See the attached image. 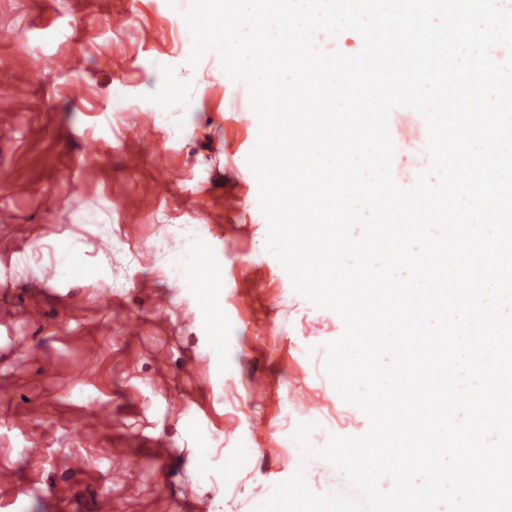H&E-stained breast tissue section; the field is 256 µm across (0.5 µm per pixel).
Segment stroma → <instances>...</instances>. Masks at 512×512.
<instances>
[{
  "label": "stroma",
  "mask_w": 512,
  "mask_h": 512,
  "mask_svg": "<svg viewBox=\"0 0 512 512\" xmlns=\"http://www.w3.org/2000/svg\"><path fill=\"white\" fill-rule=\"evenodd\" d=\"M186 7L0 0V512H255L303 467L299 424L316 449L369 427L324 370L342 319L266 249L248 91L219 59L188 65ZM165 81L184 89L167 126ZM389 129L412 187L426 123L397 107ZM159 240L199 254L211 290L170 280ZM62 243L84 277H59Z\"/></svg>",
  "instance_id": "35a3bbf8"
}]
</instances>
